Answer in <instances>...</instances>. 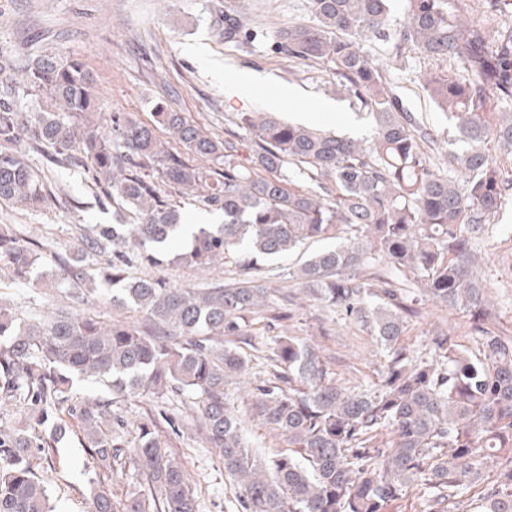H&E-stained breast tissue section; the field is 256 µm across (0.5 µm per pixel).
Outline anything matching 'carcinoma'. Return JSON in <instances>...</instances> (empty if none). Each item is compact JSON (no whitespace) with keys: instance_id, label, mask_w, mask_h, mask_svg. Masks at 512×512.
Here are the masks:
<instances>
[{"instance_id":"1","label":"carcinoma","mask_w":512,"mask_h":512,"mask_svg":"<svg viewBox=\"0 0 512 512\" xmlns=\"http://www.w3.org/2000/svg\"><path fill=\"white\" fill-rule=\"evenodd\" d=\"M306 2L312 21L279 30L274 50L325 63L336 93L368 112L369 142L265 112L238 113L235 125L250 136L230 130L222 140L162 106L149 125L129 112H102L93 77L76 58L48 48L24 57L0 51V73L21 71L0 81V202L40 209L52 200L31 152L51 148L52 163L80 164L103 194L134 211L132 224L87 225L80 257L111 254L98 276L124 285L121 301L142 314L106 322L76 308L35 323L0 306V406L24 415L0 426V512H55L41 469L69 417L95 463L91 512H198L190 475L161 440L163 422L182 434L179 413L148 414L131 433L112 401H73L75 384L89 379L115 399L170 392L199 399L194 431L219 449L242 512H385L411 487L425 512H512V337L486 326L476 279V240L512 190L489 154L491 143L512 152V0H486L489 18L475 17L469 0H406L398 23L391 0ZM219 21L228 42L249 35L243 12L231 6ZM363 38L392 45L398 57L413 45L433 61L458 64L460 78L438 67L422 76L466 144L448 156V173L433 168L437 141L361 49ZM30 97L46 109L20 111ZM173 191L197 193L224 214L222 224L192 225L179 259L209 268L238 254V279L178 288L130 275L135 260L163 264L160 248L182 235ZM324 240L334 245L297 267L270 265ZM36 260V245L1 224L0 261L12 279L29 282ZM268 274L360 322L387 363L377 382L349 392L313 345L286 334L263 344L255 415L289 444L263 466L225 387L254 369L252 356L234 346L245 317L261 315L271 331L290 318L262 282ZM424 300L471 312L484 359L446 333L425 357L401 346ZM386 429L389 444L380 440ZM119 469L145 480L151 497L132 492L116 502L109 482Z\"/></svg>"}]
</instances>
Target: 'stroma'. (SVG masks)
<instances>
[{
	"instance_id": "35a3bbf8",
	"label": "stroma",
	"mask_w": 512,
	"mask_h": 512,
	"mask_svg": "<svg viewBox=\"0 0 512 512\" xmlns=\"http://www.w3.org/2000/svg\"><path fill=\"white\" fill-rule=\"evenodd\" d=\"M218 0H0V47L17 52L32 45H50L65 55L80 59L96 83L104 112H129L152 123L156 105L185 113L189 120L215 137H223L240 112L262 109L263 98L250 87L238 93L224 91V80L239 72L260 76L272 89L290 87L296 96L290 106L277 110L285 121H308L310 126L361 141L373 136L367 112L351 100L336 96L326 64L297 63L275 53L277 30L309 20L306 0H243L251 15L249 38L224 41L213 24ZM363 48L379 63L409 111L423 118L438 141L449 151L463 147L452 122L434 105L421 82L431 60L416 49H405L395 59L389 45L367 40ZM32 167L54 195L46 210H30L0 203V224H16L28 239L39 241L43 250L32 279L17 284L0 272V301L37 315L52 314L73 305L74 285L58 280L59 265L72 260L86 224H121L125 217L111 201H99L97 188L78 167L66 169L46 163L42 155L30 157ZM512 196L508 197L494 223L487 225L477 247L483 262L478 277L490 327L512 336V281L505 280L503 261L512 262ZM238 258L231 255L208 269L179 263L149 268V275L180 288H201L235 277ZM88 311L105 319L140 320L135 309L112 300L111 286L95 283L79 288ZM426 316L410 321L401 338L415 352L441 332L453 335L470 355L482 348L471 335L469 313L461 309L426 305ZM291 336L318 348L341 385L356 390L376 381L386 357L361 323L331 322L321 304L298 299L287 322ZM327 335H320V328ZM228 398L238 411L248 441L261 461L286 451L288 443L252 415L253 399L238 385L228 388ZM179 407L190 413V397L181 395L147 398L132 395L114 407L129 424L162 407ZM174 448L183 466L195 479L198 512H240L232 481L224 473L217 449L207 447L195 433L174 438ZM95 464L76 436L65 437L57 454L44 469V477L56 512H89L87 481Z\"/></svg>"
}]
</instances>
